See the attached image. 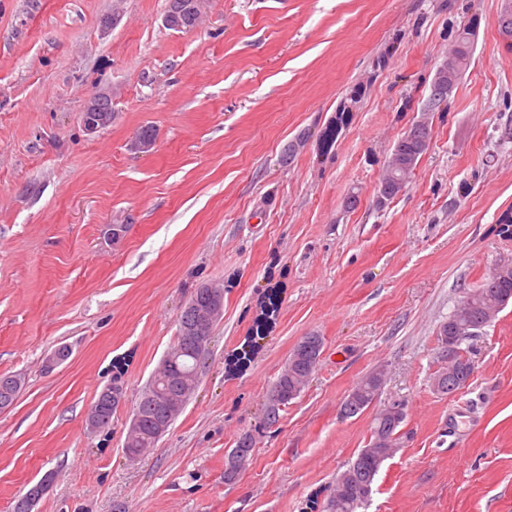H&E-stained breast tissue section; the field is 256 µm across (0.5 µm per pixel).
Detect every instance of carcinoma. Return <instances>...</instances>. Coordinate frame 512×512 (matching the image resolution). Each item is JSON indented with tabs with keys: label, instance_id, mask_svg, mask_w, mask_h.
I'll use <instances>...</instances> for the list:
<instances>
[{
	"label": "carcinoma",
	"instance_id": "cac0c4a2",
	"mask_svg": "<svg viewBox=\"0 0 512 512\" xmlns=\"http://www.w3.org/2000/svg\"><path fill=\"white\" fill-rule=\"evenodd\" d=\"M165 14L169 15L170 29L182 31L196 26L199 20L196 0H167ZM473 31L463 28L456 33V48L448 56V65L456 77L466 70L472 53ZM431 140V131H421L416 135L405 134L398 143L402 167L397 169L405 179H410L424 154L423 141ZM193 307H184L178 320L177 336L167 351L169 360L158 365L148 387L152 395L140 394L134 414L137 416L135 430L125 436L124 449L129 454L141 457L155 447L160 439L157 435L159 424L168 419H176L195 394L200 378L198 377L201 358L193 344L184 338L185 331L196 322L197 310L209 304V296L194 289ZM512 303V267L495 266L494 272L478 287L465 293L463 300L448 316V320L459 326L493 323L500 312ZM317 367L312 353H298L293 350L287 364L277 377L273 388L281 391L286 406L296 399ZM475 369L468 350L458 347L457 359L452 361L451 370L438 369L431 377L433 391L441 396L451 395L460 390L471 377ZM385 383L384 371L377 369L366 374L357 382L341 405V413H347L348 399L359 401L360 408L350 416L354 417L368 409L377 399ZM24 385V379L18 375L0 374V409L11 406ZM280 405V406H282ZM280 406H267L266 419L278 417ZM390 403L378 409L372 422L368 444L361 449L356 458L337 477L332 493L327 498L325 512H360L369 501L376 478L384 465L400 448L402 424L406 411L395 415ZM115 409L107 405L106 393L100 392L90 410L89 425L95 428H108L112 424Z\"/></svg>",
	"mask_w": 512,
	"mask_h": 512
}]
</instances>
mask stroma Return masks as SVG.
I'll return each mask as SVG.
<instances>
[{"instance_id": "35a3bbf8", "label": "stroma", "mask_w": 512, "mask_h": 512, "mask_svg": "<svg viewBox=\"0 0 512 512\" xmlns=\"http://www.w3.org/2000/svg\"><path fill=\"white\" fill-rule=\"evenodd\" d=\"M500 4L203 0L200 25L176 32L166 0H0V374L24 380L0 411V512L43 481L33 512H323L375 415L340 406L378 367L379 404L407 417L366 512H512V306L465 341L462 389L430 385L441 324L512 254ZM464 26L470 65L431 107ZM98 92L115 118L90 136L80 117ZM424 117L413 178L379 203L396 142ZM147 126L155 144L136 151ZM211 281L224 316L199 387L129 459L135 402ZM310 334L320 362L265 426L266 395ZM63 344L71 357L45 370ZM112 382L124 403L90 434ZM247 434L251 463L225 481ZM105 388L99 393L97 399L90 410V421L89 425L95 428H109L112 424V415L115 412V409H111L107 405Z\"/></svg>"}]
</instances>
